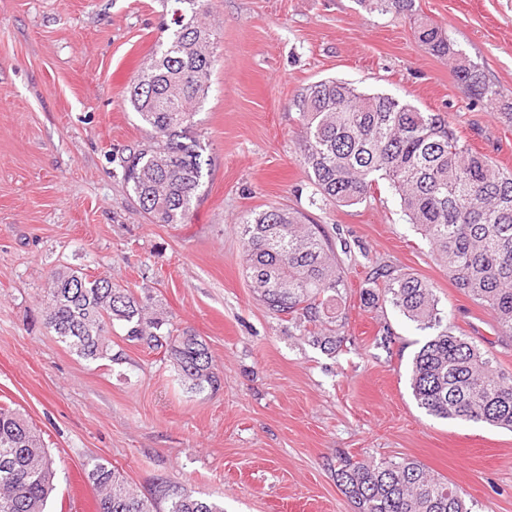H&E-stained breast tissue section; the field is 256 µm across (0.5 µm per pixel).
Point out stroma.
I'll list each match as a JSON object with an SVG mask.
<instances>
[{"instance_id": "35a3bbf8", "label": "stroma", "mask_w": 512, "mask_h": 512, "mask_svg": "<svg viewBox=\"0 0 512 512\" xmlns=\"http://www.w3.org/2000/svg\"><path fill=\"white\" fill-rule=\"evenodd\" d=\"M173 0H0V399L41 430L57 470L49 512H96L74 475L107 460L140 493L166 482L224 512H353L336 458H410L512 512V431L438 419L410 388L428 338L398 311L364 306L376 267L428 281L450 330L512 374V335L449 281L388 181L353 206L321 199L300 160L302 89L336 79L451 121L462 142L512 169V0H204L218 64L194 134L201 197L182 224H154L123 179L149 134L125 100L165 41ZM437 25L500 98L475 99L416 36ZM322 225L346 272L342 339L322 352L255 299L238 226L268 205ZM109 277L206 340L218 391L187 392L161 353L112 331L117 362L79 358L46 327L48 275ZM390 329L388 348L374 338Z\"/></svg>"}]
</instances>
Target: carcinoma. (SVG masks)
Wrapping results in <instances>:
<instances>
[{
	"label": "carcinoma",
	"mask_w": 512,
	"mask_h": 512,
	"mask_svg": "<svg viewBox=\"0 0 512 512\" xmlns=\"http://www.w3.org/2000/svg\"><path fill=\"white\" fill-rule=\"evenodd\" d=\"M174 2L182 6L181 15L152 59V82L142 86L133 80L127 91L153 144L123 159V176L154 224L185 223L199 197L206 162L190 132L217 62L203 54L212 34L198 19L201 0ZM367 7L413 12L415 0H367ZM417 39L432 54L452 60L455 75L477 99L495 100L497 91L482 80L478 64L440 28L422 23ZM295 106L301 117L300 157L317 193L351 206L370 196L376 179L389 181L409 223L456 288L512 335V171L461 142L441 115L389 94L320 80L301 91ZM239 229L256 297L322 351L336 353L345 271L319 225L271 205L249 213ZM373 279L382 287L363 292L365 305H388L420 328L434 330L412 363L410 385L418 406L441 419L512 429V374L498 370L466 337L448 331L432 286L393 267L375 269ZM42 305L47 327L80 358L117 360L109 335L118 324L127 341L164 353L188 390L204 392L220 384L203 337L187 329L174 332L149 298L109 278L54 269ZM84 471L98 494L97 512H224L167 485L154 497L142 496L119 470L101 462H87ZM335 475L354 512H468L457 486L412 459L377 463L344 457ZM55 481L40 432L19 410L0 404V512H46Z\"/></svg>",
	"instance_id": "obj_1"
}]
</instances>
